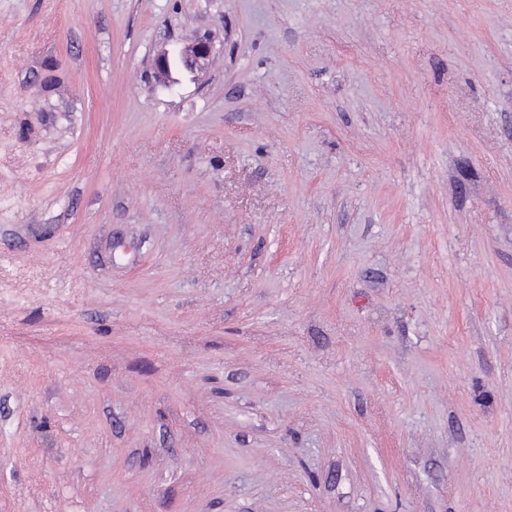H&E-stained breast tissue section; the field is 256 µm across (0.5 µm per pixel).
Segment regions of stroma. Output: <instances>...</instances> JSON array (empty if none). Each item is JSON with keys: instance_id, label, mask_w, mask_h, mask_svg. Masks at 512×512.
<instances>
[{"instance_id": "35a3bbf8", "label": "stroma", "mask_w": 512, "mask_h": 512, "mask_svg": "<svg viewBox=\"0 0 512 512\" xmlns=\"http://www.w3.org/2000/svg\"><path fill=\"white\" fill-rule=\"evenodd\" d=\"M0 512H512V0H0ZM213 51L205 36L188 44L176 45L164 51L155 60V79L164 84L174 83L173 72L183 69L191 73L202 71Z\"/></svg>"}]
</instances>
